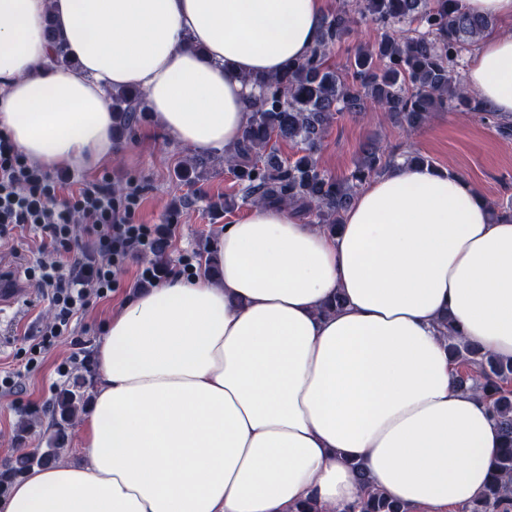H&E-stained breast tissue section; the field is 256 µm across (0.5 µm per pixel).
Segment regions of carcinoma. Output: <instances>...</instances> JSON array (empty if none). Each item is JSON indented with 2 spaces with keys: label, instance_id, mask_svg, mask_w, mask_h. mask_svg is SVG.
I'll return each instance as SVG.
<instances>
[{
  "label": "carcinoma",
  "instance_id": "obj_1",
  "mask_svg": "<svg viewBox=\"0 0 512 512\" xmlns=\"http://www.w3.org/2000/svg\"><path fill=\"white\" fill-rule=\"evenodd\" d=\"M375 24L380 37L360 47L347 60L353 82H347L325 61L329 46L350 35L357 19ZM416 23L415 35L398 33L400 24ZM494 26L490 17L469 14L459 0H355L354 9L342 8L325 23L318 44L302 61L285 64L273 77L253 81L251 115L241 140L224 151L241 189L224 197V211L241 204L290 206L301 217L315 216L327 232L336 231L358 188L398 166L377 145L362 150L348 177L321 172L313 155L321 133L335 115L364 112L371 105L390 120L409 129L433 112L466 108L497 121L498 129L512 135V124L481 106L457 80L462 51L478 42ZM113 139L130 135L146 110L141 92H109ZM302 145L303 155L292 162L274 152L272 140ZM448 350L463 369L458 386L490 401L504 445L494 460L483 492L462 512H512V359H500L459 336L444 320ZM84 373L56 391L49 405L52 433L46 447L22 451L0 466V495L31 469L52 464L65 453L68 431L87 403L89 365ZM344 512H412L411 506L379 492L367 491Z\"/></svg>",
  "mask_w": 512,
  "mask_h": 512
}]
</instances>
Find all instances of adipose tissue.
Segmentation results:
<instances>
[{
  "label": "adipose tissue",
  "mask_w": 512,
  "mask_h": 512,
  "mask_svg": "<svg viewBox=\"0 0 512 512\" xmlns=\"http://www.w3.org/2000/svg\"><path fill=\"white\" fill-rule=\"evenodd\" d=\"M324 21V0H0V133L44 169H94L115 153L107 93L129 88L178 143L230 148L251 79L306 58ZM467 85L512 116L511 34L483 37ZM217 265L110 315L83 462L32 469L0 512H343L367 488L455 512L479 496L502 432L441 337L447 319L512 358V221L477 187L403 165L333 235L255 206Z\"/></svg>",
  "instance_id": "1"
}]
</instances>
